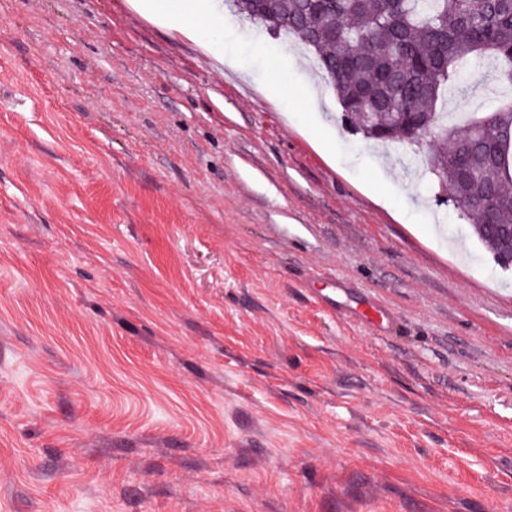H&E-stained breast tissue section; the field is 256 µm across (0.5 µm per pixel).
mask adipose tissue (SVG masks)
<instances>
[{"instance_id": "obj_1", "label": "adipose tissue", "mask_w": 512, "mask_h": 512, "mask_svg": "<svg viewBox=\"0 0 512 512\" xmlns=\"http://www.w3.org/2000/svg\"><path fill=\"white\" fill-rule=\"evenodd\" d=\"M137 10L195 44L214 68L241 70L239 57L226 49L219 0H133Z\"/></svg>"}]
</instances>
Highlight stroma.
Segmentation results:
<instances>
[{"instance_id": "35a3bbf8", "label": "stroma", "mask_w": 512, "mask_h": 512, "mask_svg": "<svg viewBox=\"0 0 512 512\" xmlns=\"http://www.w3.org/2000/svg\"><path fill=\"white\" fill-rule=\"evenodd\" d=\"M224 19L244 74L129 0H0V512H512V270ZM499 98L473 64L448 110ZM306 129L307 138L316 149L325 157L331 159L333 155V137L323 125H311ZM326 288H330L332 291L324 293L323 291ZM326 288L320 290L321 298L345 318L371 325L383 332H389L395 327L396 320L394 316L372 302L370 298H363L355 306H352L348 303L349 287L335 282L327 285Z\"/></svg>"}]
</instances>
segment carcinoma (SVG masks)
Here are the masks:
<instances>
[{"instance_id": "cac0c4a2", "label": "carcinoma", "mask_w": 512, "mask_h": 512, "mask_svg": "<svg viewBox=\"0 0 512 512\" xmlns=\"http://www.w3.org/2000/svg\"><path fill=\"white\" fill-rule=\"evenodd\" d=\"M247 22L297 40L315 57L335 90L341 112H369L358 132L380 142L407 141L406 125L416 119L424 138L447 145L426 155L427 170L448 169L470 235L508 270L512 253V93L494 110L473 114L465 126L448 124L444 107L467 66L487 61L512 89V0H224ZM402 69L394 83L390 69ZM489 152L490 165L473 178L457 173L462 153ZM491 191L494 222L486 227L476 200Z\"/></svg>"}]
</instances>
